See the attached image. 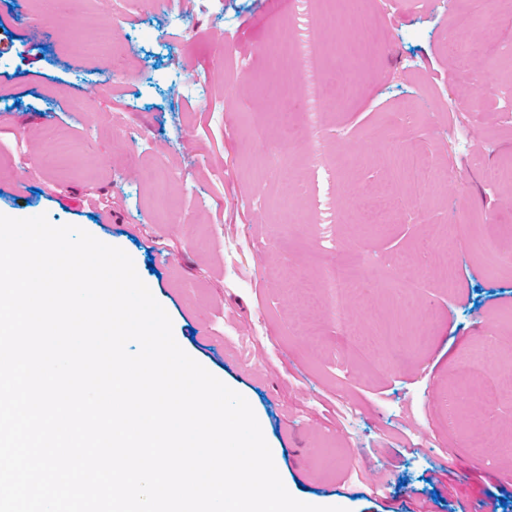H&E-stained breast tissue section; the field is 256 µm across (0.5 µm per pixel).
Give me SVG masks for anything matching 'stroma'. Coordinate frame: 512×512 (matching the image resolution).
<instances>
[{"label":"stroma","instance_id":"obj_1","mask_svg":"<svg viewBox=\"0 0 512 512\" xmlns=\"http://www.w3.org/2000/svg\"><path fill=\"white\" fill-rule=\"evenodd\" d=\"M45 2L0 0V214H44L123 249L179 346L249 402L297 500L482 512L488 488L512 512V451L473 445L512 438V182L486 178L512 158L504 0ZM331 9L340 30L319 25ZM463 11L479 23L460 34ZM365 15L378 35L322 109L329 169L309 171L302 112L283 125L270 110L269 49L293 28L331 49ZM88 16L111 18L114 67L71 38ZM287 130L292 148L270 166ZM404 151L438 176L417 199ZM352 184L392 199L387 223L367 222ZM440 243L453 268L432 260ZM336 255L352 284L341 330L317 283ZM487 341L500 357L481 367ZM467 382L498 400L464 403Z\"/></svg>","mask_w":512,"mask_h":512}]
</instances>
